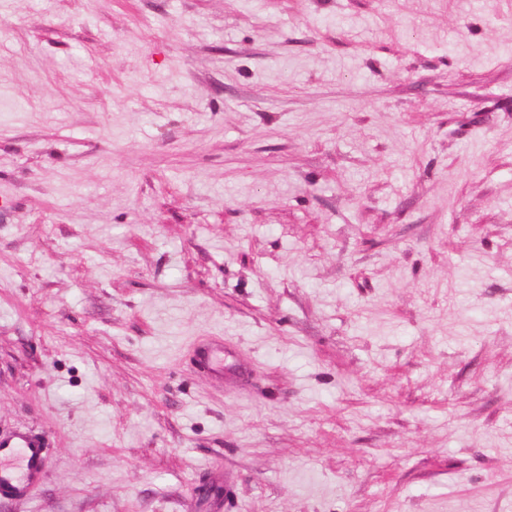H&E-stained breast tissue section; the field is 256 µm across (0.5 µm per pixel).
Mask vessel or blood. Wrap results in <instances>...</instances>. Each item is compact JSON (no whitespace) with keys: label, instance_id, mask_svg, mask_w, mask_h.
Here are the masks:
<instances>
[{"label":"vessel or blood","instance_id":"vessel-or-blood-1","mask_svg":"<svg viewBox=\"0 0 512 512\" xmlns=\"http://www.w3.org/2000/svg\"><path fill=\"white\" fill-rule=\"evenodd\" d=\"M48 443L44 434L18 429L0 434V498L14 499L44 476Z\"/></svg>","mask_w":512,"mask_h":512}]
</instances>
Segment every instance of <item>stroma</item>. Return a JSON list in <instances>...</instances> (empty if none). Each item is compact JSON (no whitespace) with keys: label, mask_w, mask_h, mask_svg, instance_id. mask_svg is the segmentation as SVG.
Masks as SVG:
<instances>
[{"label":"stroma","mask_w":512,"mask_h":512,"mask_svg":"<svg viewBox=\"0 0 512 512\" xmlns=\"http://www.w3.org/2000/svg\"><path fill=\"white\" fill-rule=\"evenodd\" d=\"M31 426L0 512H512V0H0ZM48 443L32 429L0 434V498L14 499L44 476Z\"/></svg>","instance_id":"35a3bbf8"}]
</instances>
